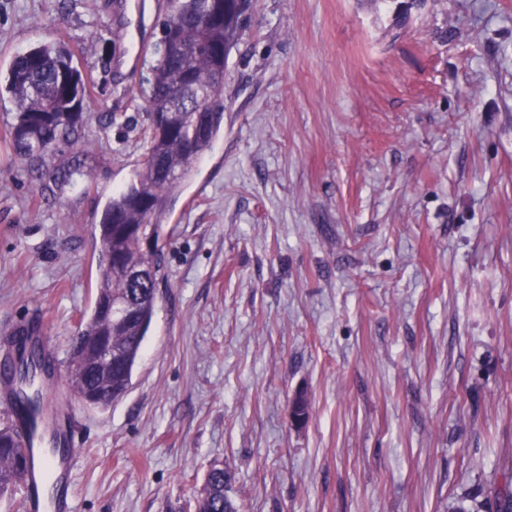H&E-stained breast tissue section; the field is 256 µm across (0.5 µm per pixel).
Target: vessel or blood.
I'll return each instance as SVG.
<instances>
[{"label":"vessel or blood","instance_id":"vessel-or-blood-1","mask_svg":"<svg viewBox=\"0 0 512 512\" xmlns=\"http://www.w3.org/2000/svg\"><path fill=\"white\" fill-rule=\"evenodd\" d=\"M27 446L19 489L28 512H71L68 485L77 456L70 430L45 412L37 436Z\"/></svg>","mask_w":512,"mask_h":512}]
</instances>
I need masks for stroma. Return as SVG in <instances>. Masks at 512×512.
I'll use <instances>...</instances> for the list:
<instances>
[{
  "label": "stroma",
  "mask_w": 512,
  "mask_h": 512,
  "mask_svg": "<svg viewBox=\"0 0 512 512\" xmlns=\"http://www.w3.org/2000/svg\"><path fill=\"white\" fill-rule=\"evenodd\" d=\"M163 0H0V73L49 39L87 78L82 173L9 145L0 360L38 325L72 416L74 512H456L512 469V0H253L224 128L163 219L126 395L65 376L96 297L93 224L142 162ZM304 395L308 418L290 422ZM232 479L231 472L224 468L210 469L197 500L200 512H237L235 505L226 495V488Z\"/></svg>",
  "instance_id": "stroma-1"
}]
</instances>
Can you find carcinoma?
Returning a JSON list of instances; mask_svg holds the SVG:
<instances>
[{"label": "carcinoma", "mask_w": 512, "mask_h": 512, "mask_svg": "<svg viewBox=\"0 0 512 512\" xmlns=\"http://www.w3.org/2000/svg\"><path fill=\"white\" fill-rule=\"evenodd\" d=\"M213 7L212 0H165L160 37L153 45L156 56L148 79L150 123L143 131L147 143L144 162L123 188L106 201L96 224L101 249L97 264V296L94 307L83 313L72 338L67 378L80 392L94 391L106 400L120 398L140 357L156 303L147 298L150 289L163 280L162 247L147 249L143 239L163 237L161 218L169 211L172 188L191 177L203 155L224 124V84L215 73L228 69L232 50L242 34V22L227 13L224 20L201 29L196 15ZM190 85V97L178 102L174 93ZM12 98L16 112L10 125L14 154L37 172L57 158L49 152L56 143L75 148L80 143L86 105V85L81 71L73 65V54L63 42H46L18 54L8 69L0 94ZM204 105L209 112L208 131L198 135L191 107ZM81 160H60L56 181L73 182ZM143 273L150 282L132 277ZM144 299L129 314L127 326L112 328L109 306L138 296ZM33 325L18 329L10 344L21 343L22 352L6 363L5 379L16 387L13 410L36 429L44 403L39 391H27L24 384L39 373L48 375L52 362L44 350L31 343ZM107 336L112 342V381L99 377L95 361L104 347L92 340ZM22 438L8 420L0 423V495L19 483L27 462L20 453ZM233 475L224 468L208 472L197 500L200 512H237L226 495ZM496 512H512V473L495 497Z\"/></svg>", "instance_id": "obj_1"}]
</instances>
